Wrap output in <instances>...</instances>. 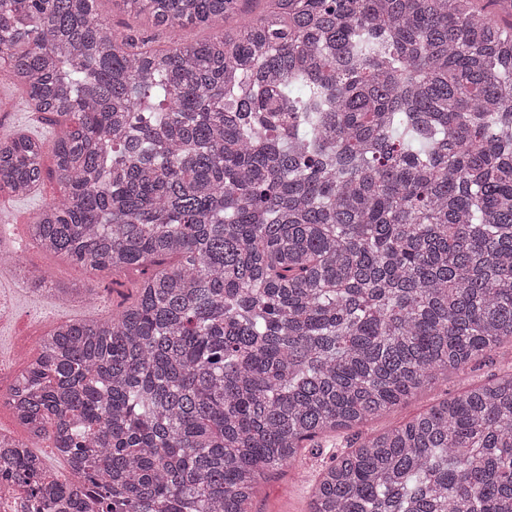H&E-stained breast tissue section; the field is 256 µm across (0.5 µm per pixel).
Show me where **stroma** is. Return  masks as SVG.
<instances>
[{
    "label": "stroma",
    "instance_id": "35a3bbf8",
    "mask_svg": "<svg viewBox=\"0 0 512 512\" xmlns=\"http://www.w3.org/2000/svg\"><path fill=\"white\" fill-rule=\"evenodd\" d=\"M24 128L44 143L43 167L52 169V151L59 126L25 110L21 90L0 81V134ZM66 188L52 176L45 177L40 189L27 198H11L0 191V212L5 213L17 241L21 264L30 270L51 268L62 282L93 283L97 293L92 301H76L49 313L48 324L66 320H92L111 316L119 305L127 304L135 294L140 275L135 271L119 274L98 272L74 264L66 258L46 253L30 237V224L45 205L65 197ZM512 371V342L503 341L489 358L471 364L466 370L439 380L395 409L356 429L339 430L319 436L318 445L302 450L287 475L262 483L253 499L251 512H308L313 489L332 457L347 451L355 435L383 432L408 418L428 410L444 399L459 396L470 387Z\"/></svg>",
    "mask_w": 512,
    "mask_h": 512
}]
</instances>
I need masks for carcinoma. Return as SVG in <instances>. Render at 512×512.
Returning a JSON list of instances; mask_svg holds the SVG:
<instances>
[{
    "mask_svg": "<svg viewBox=\"0 0 512 512\" xmlns=\"http://www.w3.org/2000/svg\"><path fill=\"white\" fill-rule=\"evenodd\" d=\"M0 0V58L64 119L67 196L33 242L151 266L112 318L60 322L7 397L74 480L0 456L36 512H249L306 443L512 338V0ZM0 135V189L43 180ZM40 286L68 302L92 288ZM311 512H512V376L332 457ZM97 10L101 17L111 26L118 29L131 28L139 30L144 26L142 17H135L122 11L121 3L113 0H99Z\"/></svg>",
    "mask_w": 512,
    "mask_h": 512,
    "instance_id": "1",
    "label": "carcinoma"
}]
</instances>
